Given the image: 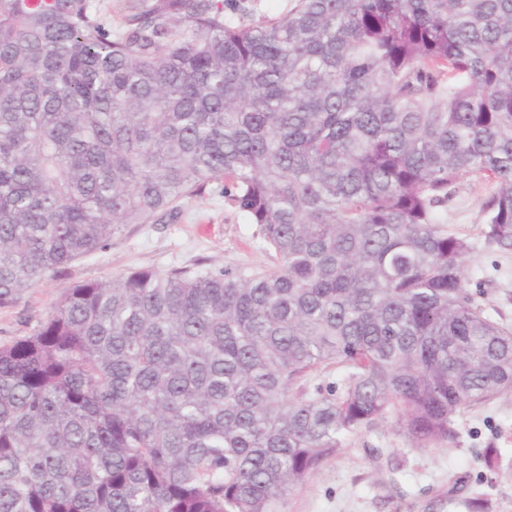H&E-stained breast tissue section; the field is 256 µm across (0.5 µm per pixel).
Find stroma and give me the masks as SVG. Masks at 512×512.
Segmentation results:
<instances>
[{
    "mask_svg": "<svg viewBox=\"0 0 512 512\" xmlns=\"http://www.w3.org/2000/svg\"><path fill=\"white\" fill-rule=\"evenodd\" d=\"M491 179L462 176L444 207L448 230L473 248L464 287L493 320L512 327V249L488 242L482 233ZM277 260L256 225L219 188L184 200L175 220L130 224L106 246L65 266L27 289L14 305L0 307V345L30 335L65 288L110 281L140 269H248ZM456 437L447 444L413 447L397 416L361 429L323 461L302 486L278 505V512H512V395L465 408L456 418ZM500 449L502 463L488 468L486 449Z\"/></svg>",
    "mask_w": 512,
    "mask_h": 512,
    "instance_id": "35a3bbf8",
    "label": "stroma"
}]
</instances>
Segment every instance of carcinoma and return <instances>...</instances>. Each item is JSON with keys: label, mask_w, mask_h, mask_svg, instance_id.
<instances>
[{"label": "carcinoma", "mask_w": 512, "mask_h": 512, "mask_svg": "<svg viewBox=\"0 0 512 512\" xmlns=\"http://www.w3.org/2000/svg\"><path fill=\"white\" fill-rule=\"evenodd\" d=\"M128 2L0 0V307L216 182L279 265L77 284L0 346V512H277L389 414L441 446L512 394L438 211L483 174L512 247V0ZM235 11H227L235 20L260 23L279 17L290 9L294 0H229Z\"/></svg>", "instance_id": "1"}]
</instances>
